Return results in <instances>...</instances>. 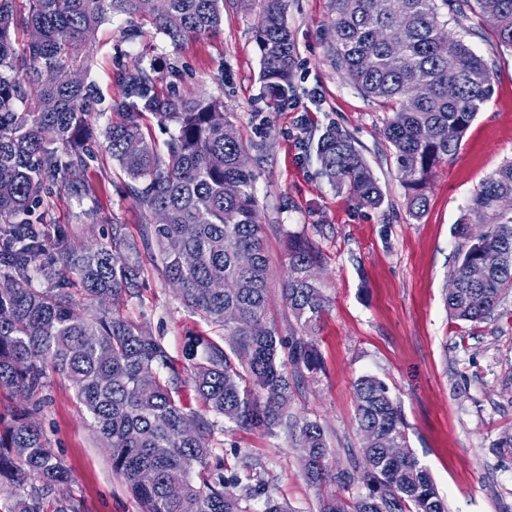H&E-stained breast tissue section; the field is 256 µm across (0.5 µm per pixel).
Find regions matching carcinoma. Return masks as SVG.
<instances>
[{"label": "carcinoma", "mask_w": 512, "mask_h": 512, "mask_svg": "<svg viewBox=\"0 0 512 512\" xmlns=\"http://www.w3.org/2000/svg\"><path fill=\"white\" fill-rule=\"evenodd\" d=\"M27 17L16 16V0H0V387L34 392L47 371L66 376L110 451L112 470L136 498L141 512H248L243 503L265 498L263 512H288L266 497L261 480L244 484L226 476L213 457L212 422L186 411L165 347L111 305L140 290L138 251L125 225H112L111 242L80 250L59 238L41 239L27 219L44 181L58 169V147L75 146L89 115L87 46L112 16L148 17L177 44L224 24V0H28ZM332 56L342 76L369 98L392 105L384 135L391 145L409 212L426 210L427 185L440 164L459 150L469 126L489 100L492 73L463 36L442 40L449 24L468 14L498 15L493 32L512 48V0H332ZM288 0H261L253 26L260 79L276 104L288 95L295 42L287 23ZM29 35L18 56L13 34ZM399 25L404 49L394 53L383 29ZM419 72L430 85L423 100L412 99L407 78ZM124 96L109 111L121 121L105 128L112 159L128 178L126 192L151 215L145 234L155 243L166 281L183 303L208 325L224 330L229 348L208 336L186 346L190 375L207 411L245 430L282 428L299 448L306 480L317 487L361 486L342 498L320 497L319 512H448L418 458L397 456L385 443L408 447L401 407L386 384L363 376L354 384L359 449L344 466L333 465L322 424L288 412L290 378L319 366L308 339L326 311L320 282L308 270L320 263L305 240H291L282 298L301 328L288 343L292 371L280 363L281 341L268 321V261L264 227L253 192L255 175L243 164L244 145L227 119L224 100L162 94L155 78L137 67L123 69ZM150 113L173 131L160 150L144 131ZM455 138L448 140V128ZM322 171L359 203L378 208L384 196L355 142L332 129L317 141ZM512 195V161L485 179L456 225L457 262L450 277L459 287L446 292L452 319L481 322L495 315L512 288V211L496 199ZM485 224L478 239L469 226ZM506 265L486 269V252ZM50 254L49 279L74 276L99 309L91 315L67 298L63 288L32 286V264ZM191 420L196 432L182 433ZM34 480L32 492L16 498L10 512H46L55 487L68 470L43 433L21 416L0 424V476Z\"/></svg>", "instance_id": "obj_1"}]
</instances>
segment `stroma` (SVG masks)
Segmentation results:
<instances>
[{
    "label": "stroma",
    "instance_id": "1",
    "mask_svg": "<svg viewBox=\"0 0 512 512\" xmlns=\"http://www.w3.org/2000/svg\"><path fill=\"white\" fill-rule=\"evenodd\" d=\"M259 0H224V23L180 44L140 20L113 17L90 47L87 82L99 107L88 142L95 157L81 177L95 189L77 199L64 190L67 169L40 193L35 206L46 242L65 238L75 248L107 244L122 224L141 243L142 288L116 309L167 350L178 372L189 337L223 341L221 330L185 307L142 244L145 211L128 197L124 174L106 149L114 122L106 105L123 93L119 69L140 66L159 90L221 96L255 173L254 194L265 226L269 320L279 336L299 327L280 294L288 240L309 241L326 311L312 339L321 362L293 388L289 412L319 420L334 459L359 447L353 386L363 376L382 380L399 403L409 446L429 469L448 512H512V294L494 318L451 320L445 305L448 273L457 260L454 228L481 182L512 160V49L500 47L491 28L469 16L467 41L493 73V93L473 121L457 154L434 172L429 204L412 217L393 149L384 136L391 110L342 79L330 53L332 0H288L297 66L286 99L270 104L260 81L253 37ZM137 29L135 38L127 30ZM352 137L384 195L381 208L359 205L324 176L315 144L327 127ZM43 406L32 415L70 471L62 494L74 512H141L124 480L112 470L91 419L68 379L49 373ZM212 444L229 464L256 456L269 497L290 512H317L318 490L304 479L295 444L285 430H244L216 416Z\"/></svg>",
    "mask_w": 512,
    "mask_h": 512
}]
</instances>
